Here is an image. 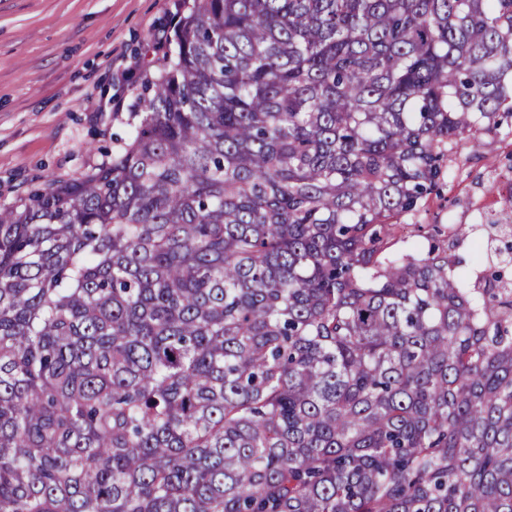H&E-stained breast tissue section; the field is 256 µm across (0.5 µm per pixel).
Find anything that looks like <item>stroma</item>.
<instances>
[{
    "instance_id": "35a3bbf8",
    "label": "stroma",
    "mask_w": 512,
    "mask_h": 512,
    "mask_svg": "<svg viewBox=\"0 0 512 512\" xmlns=\"http://www.w3.org/2000/svg\"><path fill=\"white\" fill-rule=\"evenodd\" d=\"M179 8L180 0H0V207L106 161L130 130L151 38L177 22ZM511 166V134L464 148L429 198L430 233L444 240L455 225L506 208L512 194L497 180Z\"/></svg>"
}]
</instances>
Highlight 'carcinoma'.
<instances>
[{
	"mask_svg": "<svg viewBox=\"0 0 512 512\" xmlns=\"http://www.w3.org/2000/svg\"><path fill=\"white\" fill-rule=\"evenodd\" d=\"M133 136L0 209V512H512V0H193ZM504 123L501 134L486 149L462 150L451 175L429 198L426 230L440 240L453 239L454 224H481L480 216L509 206L507 186L491 191L490 184L512 164V135ZM495 211V212H494ZM451 252L454 254L456 261H459L455 273L469 281L476 271L470 240L465 239L455 242Z\"/></svg>",
	"mask_w": 512,
	"mask_h": 512,
	"instance_id": "obj_1",
	"label": "carcinoma"
}]
</instances>
